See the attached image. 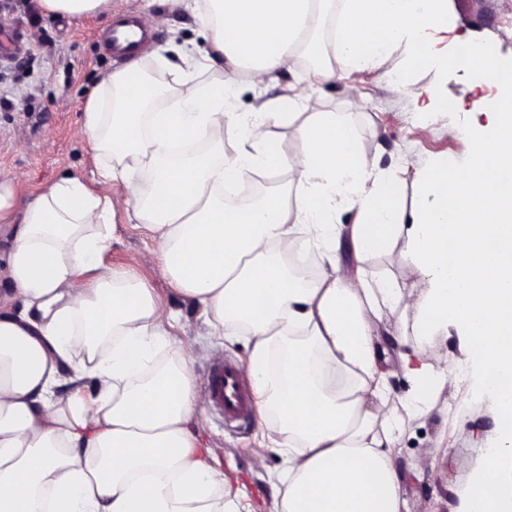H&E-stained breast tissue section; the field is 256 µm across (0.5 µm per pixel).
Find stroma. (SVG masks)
<instances>
[{"label":"stroma","mask_w":512,"mask_h":512,"mask_svg":"<svg viewBox=\"0 0 512 512\" xmlns=\"http://www.w3.org/2000/svg\"><path fill=\"white\" fill-rule=\"evenodd\" d=\"M25 6L0 16V27L22 36L25 53L10 68L0 67V96L11 99L13 109H0V181L11 180L17 203H24L62 178L75 176L87 184L97 178L89 142L81 133L87 99L108 73L120 68L104 45L105 34L116 14L142 16L144 11L164 17L155 26L154 39L142 53L145 72L153 79L175 84L176 67L184 56L200 54L208 46V33L199 14L176 0H112V8L75 20L40 13L31 26ZM448 15L456 34L486 45L504 56L512 55V40L504 35L512 27V0H447ZM408 72L418 87H436L457 104L454 112H416L409 96L391 91L383 82L385 72ZM303 69L279 74L272 83H254L242 73L212 69L199 81L228 82L232 89L233 119L224 125V153H236L240 142L236 123L257 112L265 101L281 96L287 88L303 84ZM487 91L475 87L467 72L444 77L432 69L408 71L403 48L394 49L374 70L352 74L344 80L324 83L302 106L293 109L287 123L274 127L273 141L283 156L302 149L295 129L319 112L347 114L358 131V147L374 156L378 166L400 184L405 204H412L418 174L436 159L449 157L464 163L469 152L466 132L486 126L489 117L483 102ZM457 135H449V128ZM113 233L104 256L106 265L129 272L147 282L162 309L177 314L181 323L173 335L180 341L194 378L197 397H204L203 377L216 359L246 363L243 335H211L203 311L181 295L164 274L158 246L131 220L127 211L116 210ZM399 317L385 313L382 345L387 352L389 383L395 395H405L411 381L401 367ZM438 367H452L459 379L456 397L440 394L431 412L411 420L394 448V462L401 475V492L408 512H458L469 472L480 464L479 449L492 446L499 434L489 411L468 413L477 401L470 370L465 362L464 338L456 328L436 338ZM201 447L215 449L214 470L241 487L251 512H275V488L269 474L281 470L286 459L279 452L257 464L253 450L260 432L257 426L233 429L221 416L204 408L192 426ZM427 460L425 471H415V461Z\"/></svg>","instance_id":"35a3bbf8"}]
</instances>
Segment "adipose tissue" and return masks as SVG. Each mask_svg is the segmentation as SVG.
I'll return each mask as SVG.
<instances>
[{
  "instance_id": "obj_1",
  "label": "adipose tissue",
  "mask_w": 512,
  "mask_h": 512,
  "mask_svg": "<svg viewBox=\"0 0 512 512\" xmlns=\"http://www.w3.org/2000/svg\"><path fill=\"white\" fill-rule=\"evenodd\" d=\"M329 2L207 0L210 48L176 85L151 81L134 55L90 96L81 132L96 187L64 178L21 206L0 188L20 302L0 308V512H250L210 465L213 449L197 446L203 406L172 339L175 317L145 283L103 261L110 237L101 227L120 206L152 233L163 271L213 335L234 324L247 336L260 446L287 456L270 476L275 512H404L394 444L440 392L459 391L453 372L433 363L435 338L452 324L501 425L497 445L479 451L462 512H512V193L498 178L512 170V59L472 42L441 46L446 0H345L337 66L308 69L305 89L241 123L240 149L225 156L231 93L197 82V72L223 64L262 82L297 68L293 46L319 50L312 35ZM398 44L411 67L465 71L496 89L491 125L470 134L466 166H428L409 208L344 114L301 126L296 156L272 144L273 127L323 82L379 67ZM258 167L288 168L287 189L225 203V185ZM138 169L146 186L130 182ZM117 180L129 184L125 199L112 196ZM342 205L356 212L344 234ZM309 252L319 266L303 281L288 261ZM377 254L381 277L368 270ZM409 267L427 278L416 297L394 277ZM386 309L414 313L401 340L413 386L397 400L379 344ZM160 347L169 355L157 365ZM88 377L89 391L79 386ZM66 379L75 388L58 397Z\"/></svg>"
}]
</instances>
